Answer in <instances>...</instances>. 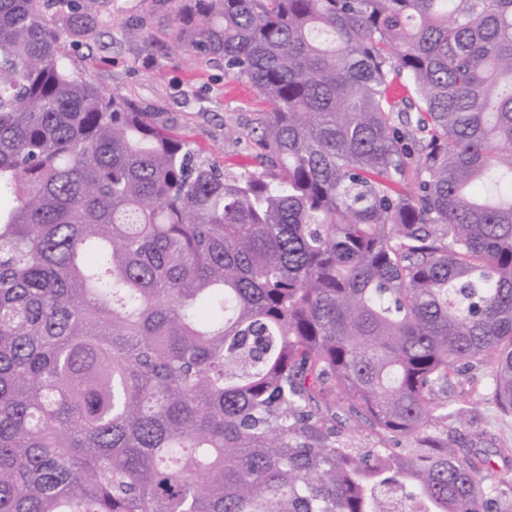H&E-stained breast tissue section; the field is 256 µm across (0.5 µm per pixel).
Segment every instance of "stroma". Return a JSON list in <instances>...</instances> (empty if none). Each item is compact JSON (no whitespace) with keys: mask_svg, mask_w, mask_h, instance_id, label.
Returning a JSON list of instances; mask_svg holds the SVG:
<instances>
[{"mask_svg":"<svg viewBox=\"0 0 512 512\" xmlns=\"http://www.w3.org/2000/svg\"><path fill=\"white\" fill-rule=\"evenodd\" d=\"M104 19L95 37L65 35L67 63L108 91L131 100L160 121L173 125L193 141L217 166L238 170L251 165L246 144L225 140V129L246 131L266 105L245 80L225 74L223 64L199 58L183 61L169 35L170 6L158 0H100ZM485 371L473 370L453 381L449 406H464L463 422L438 423L431 435L453 441L472 459L488 460L485 485L512 482V416H501L472 385H485ZM350 448H408L410 439L375 433L362 420H353L336 434Z\"/></svg>","mask_w":512,"mask_h":512,"instance_id":"obj_1","label":"stroma"}]
</instances>
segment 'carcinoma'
I'll return each mask as SVG.
<instances>
[{
    "label": "carcinoma",
    "instance_id": "carcinoma-1",
    "mask_svg": "<svg viewBox=\"0 0 512 512\" xmlns=\"http://www.w3.org/2000/svg\"><path fill=\"white\" fill-rule=\"evenodd\" d=\"M98 2L0 0V512H498L427 431L512 415V0H173L239 172L63 63ZM336 440L349 448L369 450L371 448H414L410 439L388 434L384 437L375 433L364 420H353L342 428L336 424Z\"/></svg>",
    "mask_w": 512,
    "mask_h": 512
}]
</instances>
